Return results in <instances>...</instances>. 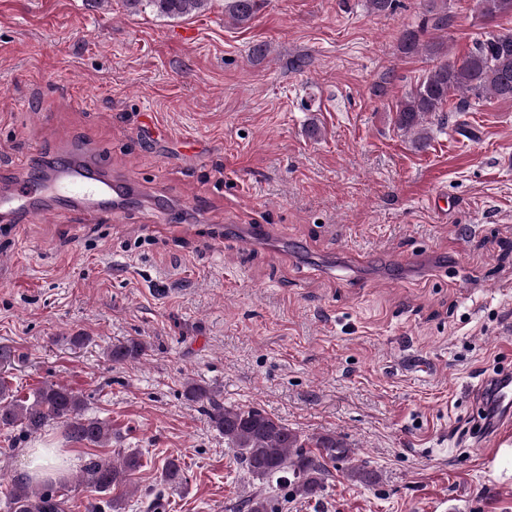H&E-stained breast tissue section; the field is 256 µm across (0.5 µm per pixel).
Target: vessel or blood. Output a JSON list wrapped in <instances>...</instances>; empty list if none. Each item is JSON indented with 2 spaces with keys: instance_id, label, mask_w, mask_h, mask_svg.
<instances>
[{
  "instance_id": "obj_1",
  "label": "vessel or blood",
  "mask_w": 512,
  "mask_h": 512,
  "mask_svg": "<svg viewBox=\"0 0 512 512\" xmlns=\"http://www.w3.org/2000/svg\"><path fill=\"white\" fill-rule=\"evenodd\" d=\"M135 183L128 178L113 177L100 158L87 154L81 147L55 151L46 171L32 172L29 179L0 192V224L12 221L28 210L50 217L56 212L55 201L69 204L71 212L94 222L106 217L120 220L123 207L134 192ZM486 404L494 411L484 422L490 448L512 446V374L493 378L482 390Z\"/></svg>"
}]
</instances>
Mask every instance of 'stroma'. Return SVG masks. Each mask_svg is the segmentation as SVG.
I'll return each mask as SVG.
<instances>
[{"label": "stroma", "instance_id": "stroma-1", "mask_svg": "<svg viewBox=\"0 0 512 512\" xmlns=\"http://www.w3.org/2000/svg\"><path fill=\"white\" fill-rule=\"evenodd\" d=\"M427 5L261 0L235 25L224 0L175 19L124 0H0V187L34 147L78 142L155 199L118 223L0 226L7 382L65 384L112 431L91 445L56 425L0 429V512L31 448L80 464L139 452L114 491L123 512H225L254 482L191 382L301 436H341L377 475L331 470L287 512H512V467L484 466L476 430L477 389L512 372V101L447 113L412 145L396 106L437 60L398 42ZM448 10L453 58L512 31L478 0ZM252 224L270 235L245 243ZM129 340L144 355L112 362ZM171 457L186 482L156 510Z\"/></svg>", "mask_w": 512, "mask_h": 512}]
</instances>
